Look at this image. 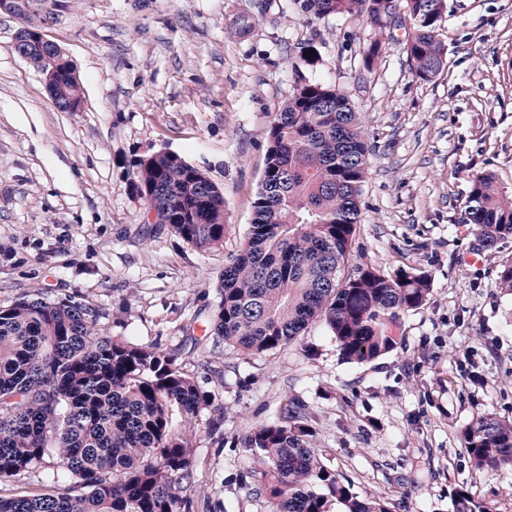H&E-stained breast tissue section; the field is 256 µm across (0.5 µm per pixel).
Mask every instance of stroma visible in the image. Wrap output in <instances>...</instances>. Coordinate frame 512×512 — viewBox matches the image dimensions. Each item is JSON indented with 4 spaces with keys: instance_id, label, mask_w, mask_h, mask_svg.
<instances>
[{
    "instance_id": "1",
    "label": "stroma",
    "mask_w": 512,
    "mask_h": 512,
    "mask_svg": "<svg viewBox=\"0 0 512 512\" xmlns=\"http://www.w3.org/2000/svg\"><path fill=\"white\" fill-rule=\"evenodd\" d=\"M444 67L416 78L405 31L315 17L298 0H73L48 37L84 90L59 111L0 16V306L69 297L100 336L175 358L212 401L195 421L194 512H268L243 439L287 401L355 493L396 512H453L464 484L512 512V468L473 470L461 433L512 421V295L498 271L512 239L476 248L473 179L512 195V0H445ZM383 49L365 68L362 45ZM320 54L304 60L307 45ZM360 110L372 151L361 216L341 269L428 273L430 294L391 328L395 349L342 358L322 322L288 346L236 351L209 326L224 259L244 241L274 114L302 80ZM159 151L199 168L224 195V240L200 248L152 221L136 164Z\"/></svg>"
}]
</instances>
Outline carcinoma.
<instances>
[{"instance_id":"carcinoma-1","label":"carcinoma","mask_w":512,"mask_h":512,"mask_svg":"<svg viewBox=\"0 0 512 512\" xmlns=\"http://www.w3.org/2000/svg\"><path fill=\"white\" fill-rule=\"evenodd\" d=\"M404 9L406 53L424 81L443 67L439 26L444 0H303L316 17L351 16L375 30ZM59 20L52 11L21 16L40 54L39 32ZM382 40L364 44L370 68ZM58 87L80 84L75 67H57ZM369 144L361 114L347 97L319 81L297 84L269 127V147L254 217L244 243L224 262L220 301L210 332L250 353L283 347L322 321L342 355L362 363L389 352V326L422 306L426 274L413 268L384 275L362 269L339 277L360 219ZM150 209L198 247L224 238V196L203 172L158 155L136 164ZM465 223L483 250L512 237V197L491 175L471 186ZM211 402L175 359L152 346L101 336L96 320L69 298L28 295L0 307V482L41 467L49 483L0 495V512H193L194 421ZM183 425L177 429L171 411ZM303 408L289 401L279 417L244 437L261 474L255 492L269 512H393L390 503L361 498L340 480L307 439ZM474 470L512 467V421L483 416L462 431ZM454 512H489L463 486Z\"/></svg>"}]
</instances>
